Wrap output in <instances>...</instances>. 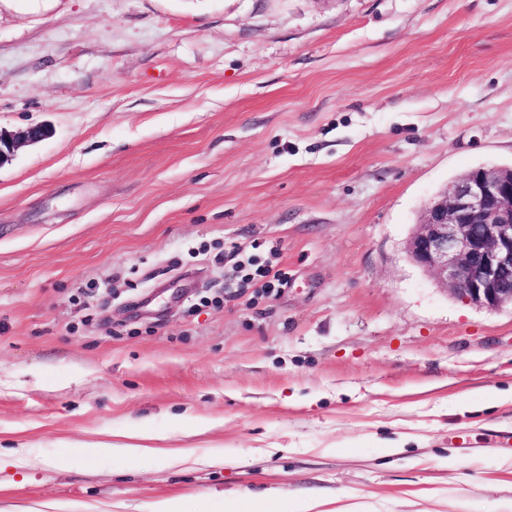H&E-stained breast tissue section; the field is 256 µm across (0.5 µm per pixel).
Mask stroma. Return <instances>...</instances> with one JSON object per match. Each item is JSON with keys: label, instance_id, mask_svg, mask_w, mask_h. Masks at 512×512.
Masks as SVG:
<instances>
[{"label": "stroma", "instance_id": "stroma-1", "mask_svg": "<svg viewBox=\"0 0 512 512\" xmlns=\"http://www.w3.org/2000/svg\"><path fill=\"white\" fill-rule=\"evenodd\" d=\"M34 125L0 165V512H512V307L406 250L512 166V0H0V131ZM251 255L286 284L241 287Z\"/></svg>", "mask_w": 512, "mask_h": 512}]
</instances>
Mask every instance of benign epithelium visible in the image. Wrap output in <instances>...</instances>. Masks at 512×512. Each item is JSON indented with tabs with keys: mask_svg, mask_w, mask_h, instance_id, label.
I'll return each instance as SVG.
<instances>
[{
	"mask_svg": "<svg viewBox=\"0 0 512 512\" xmlns=\"http://www.w3.org/2000/svg\"><path fill=\"white\" fill-rule=\"evenodd\" d=\"M49 135L44 126L0 131V163ZM413 261L460 298L512 306V168L481 166L430 202L408 242Z\"/></svg>",
	"mask_w": 512,
	"mask_h": 512,
	"instance_id": "benign-epithelium-1",
	"label": "benign epithelium"
}]
</instances>
